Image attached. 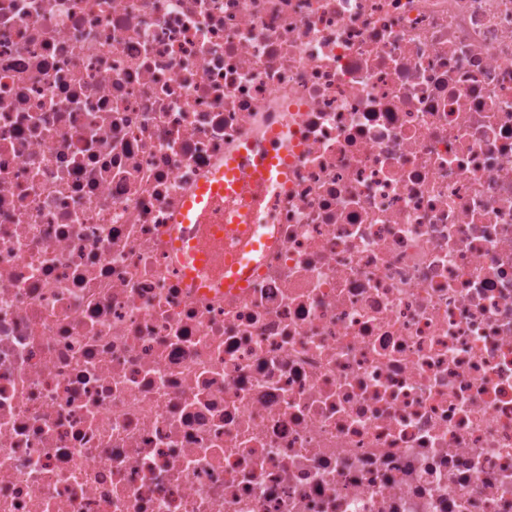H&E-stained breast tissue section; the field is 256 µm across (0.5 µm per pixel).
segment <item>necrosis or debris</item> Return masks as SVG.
I'll use <instances>...</instances> for the list:
<instances>
[{
  "instance_id": "necrosis-or-debris-1",
  "label": "necrosis or debris",
  "mask_w": 512,
  "mask_h": 512,
  "mask_svg": "<svg viewBox=\"0 0 512 512\" xmlns=\"http://www.w3.org/2000/svg\"><path fill=\"white\" fill-rule=\"evenodd\" d=\"M0 512H512V0H0ZM276 152L267 145L265 153L238 151L224 165L212 169L185 202L176 216L174 241L179 261L185 266L189 282L197 288H242L257 266L256 257L261 244H267L269 234L258 231V224H201L202 218L212 216L224 201V192L237 191L244 184L262 199L275 183H283L288 172V142L280 139ZM275 170V173L273 172ZM224 177L229 181L224 183ZM224 239L232 241L234 250L224 253ZM210 271L202 279L198 272Z\"/></svg>"
}]
</instances>
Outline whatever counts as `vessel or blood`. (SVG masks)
<instances>
[{
	"mask_svg": "<svg viewBox=\"0 0 512 512\" xmlns=\"http://www.w3.org/2000/svg\"><path fill=\"white\" fill-rule=\"evenodd\" d=\"M288 172V145L263 153L236 152L226 164L210 172L177 215L174 240L179 261L189 282L198 288H239L257 265L261 244L268 233L252 224H210L207 216L217 212L225 194L250 185L264 197Z\"/></svg>",
	"mask_w": 512,
	"mask_h": 512,
	"instance_id": "b4317fda",
	"label": "vessel or blood"
}]
</instances>
